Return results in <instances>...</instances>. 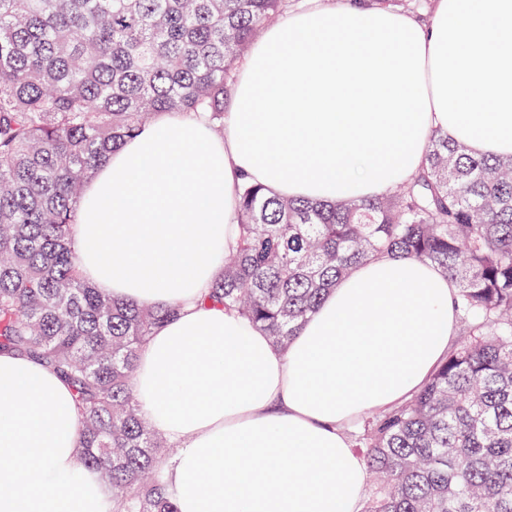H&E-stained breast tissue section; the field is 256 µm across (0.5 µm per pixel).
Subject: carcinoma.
<instances>
[{
	"mask_svg": "<svg viewBox=\"0 0 512 512\" xmlns=\"http://www.w3.org/2000/svg\"><path fill=\"white\" fill-rule=\"evenodd\" d=\"M286 0H0V351L70 384L88 467L115 512H178L168 441L133 399L138 352L178 308L119 303L77 275L69 227L106 156L163 112L224 132L236 63ZM238 248L204 296L286 348L325 294L381 253L457 286L459 340L354 434L363 512H512V158L434 135L383 197L325 204L243 186Z\"/></svg>",
	"mask_w": 512,
	"mask_h": 512,
	"instance_id": "carcinoma-1",
	"label": "carcinoma"
}]
</instances>
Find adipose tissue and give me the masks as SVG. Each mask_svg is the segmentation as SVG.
<instances>
[{
    "instance_id": "1",
    "label": "adipose tissue",
    "mask_w": 512,
    "mask_h": 512,
    "mask_svg": "<svg viewBox=\"0 0 512 512\" xmlns=\"http://www.w3.org/2000/svg\"><path fill=\"white\" fill-rule=\"evenodd\" d=\"M233 109L159 114L87 183L70 241L85 282L178 306L140 348L139 412L175 453L178 512H361L350 426L410 398L448 354L456 286L379 254L337 281L287 348L203 297L239 240L242 184L338 202L386 195L432 132L512 156V0H436L425 21L363 0H310L244 56ZM81 415L43 363L0 353V512H112L84 462Z\"/></svg>"
}]
</instances>
